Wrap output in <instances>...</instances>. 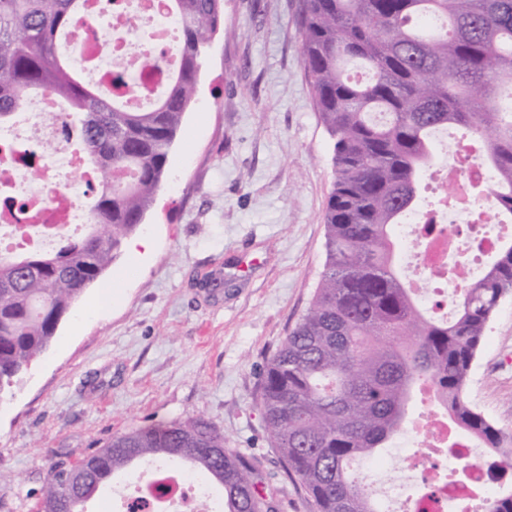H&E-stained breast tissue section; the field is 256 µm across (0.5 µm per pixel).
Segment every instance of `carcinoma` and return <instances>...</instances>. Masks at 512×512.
<instances>
[{
  "label": "carcinoma",
  "instance_id": "1",
  "mask_svg": "<svg viewBox=\"0 0 512 512\" xmlns=\"http://www.w3.org/2000/svg\"><path fill=\"white\" fill-rule=\"evenodd\" d=\"M85 2L0 0V124L48 92L81 116L79 149L100 171L84 234L59 238L48 253L0 258V395L137 232L194 98L201 47L224 21V0H169L176 67L149 105L134 108L116 89L138 57L104 96L60 52ZM350 63L371 79H352ZM302 64L333 140L336 180L320 283L266 365L262 415L316 512H382L351 463L387 447L417 387L435 388L484 447L512 442L466 395L487 326L512 293V245L458 291L454 318L438 321L405 285L394 235L419 202L431 135L448 127L486 143L494 201L512 215V0H302ZM224 444L201 417L133 428L76 465H52L37 512H84L116 474L149 463L193 467L222 489L221 512H279L256 464Z\"/></svg>",
  "mask_w": 512,
  "mask_h": 512
}]
</instances>
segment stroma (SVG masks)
Returning <instances> with one entry per match:
<instances>
[{
  "label": "stroma",
  "mask_w": 512,
  "mask_h": 512,
  "mask_svg": "<svg viewBox=\"0 0 512 512\" xmlns=\"http://www.w3.org/2000/svg\"><path fill=\"white\" fill-rule=\"evenodd\" d=\"M300 0H224L197 94L139 229L49 349L0 397V512H35L47 470L128 430L201 416L255 458L282 512H315L265 430L262 373L325 262L333 143L301 59ZM115 293L94 300L103 284ZM467 397L512 429V296L494 314Z\"/></svg>",
  "instance_id": "obj_1"
}]
</instances>
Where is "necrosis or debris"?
<instances>
[{
    "label": "necrosis or debris",
    "instance_id": "obj_1",
    "mask_svg": "<svg viewBox=\"0 0 512 512\" xmlns=\"http://www.w3.org/2000/svg\"><path fill=\"white\" fill-rule=\"evenodd\" d=\"M140 18L155 25L146 49L135 39V22ZM169 19L168 0H87L64 47L84 74L107 87L111 86L117 67L130 53H138L142 66L126 98L130 105L143 106L175 65V27ZM75 137L73 124L57 99L48 93L16 113L11 123L0 125V258L24 249L52 250L57 242L56 230L79 232L86 228L87 216L71 192L57 183V173L62 169L86 187L99 181L84 156L75 151ZM447 153V166L430 175L429 185L439 193L450 189L460 195L452 220L443 233L432 235L423 231L424 224L432 222V214L416 211L403 220L414 237L407 268L415 288L422 276H434V269L447 267L448 257L459 246L461 237H469L483 259L512 243V218L501 215L491 205L495 179L480 163V143L474 139L465 144L452 141ZM33 161L41 164L43 172L38 183L28 185L24 176ZM472 273V268L464 266L455 276H434L435 289L444 293L458 288ZM398 437L422 448V457L409 459L407 465L421 469L426 492L419 500L405 495L397 482L383 483L381 491L389 512H448L453 504L460 505V512H475L478 493H495L487 474L490 454L481 450L477 437L455 431L445 410L413 421L400 429ZM445 446L452 449L449 464L461 467L462 476L441 472L439 465L433 463L432 449ZM163 476L171 487L164 501L165 512H215L211 498L196 481L162 464L153 465L124 484L115 497V512H128L132 500L148 483Z\"/></svg>",
    "mask_w": 512,
    "mask_h": 512
}]
</instances>
